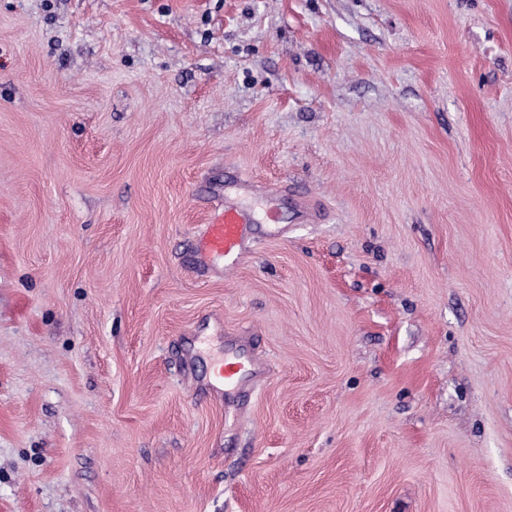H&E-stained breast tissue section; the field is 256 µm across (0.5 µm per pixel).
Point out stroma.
<instances>
[{
    "label": "stroma",
    "instance_id": "35a3bbf8",
    "mask_svg": "<svg viewBox=\"0 0 512 512\" xmlns=\"http://www.w3.org/2000/svg\"><path fill=\"white\" fill-rule=\"evenodd\" d=\"M0 512H512V0H0ZM250 215L242 210L224 206L206 224L198 250L224 260L226 271L237 268L244 257V245L249 236ZM258 373V369L243 357H224L217 376L224 379V390L229 391L238 388L246 380Z\"/></svg>",
    "mask_w": 512,
    "mask_h": 512
}]
</instances>
